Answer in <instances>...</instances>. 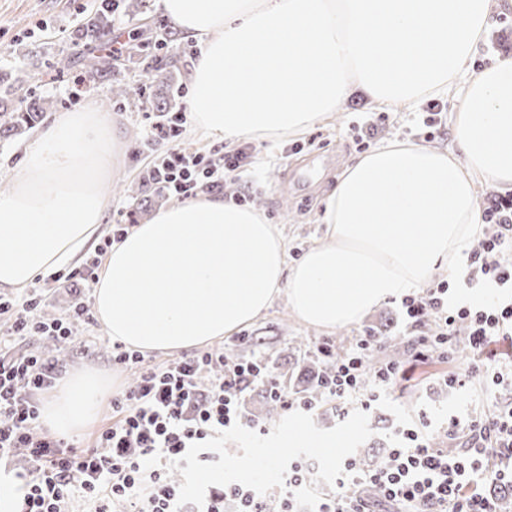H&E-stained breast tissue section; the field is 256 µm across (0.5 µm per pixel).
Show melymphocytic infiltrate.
Wrapping results in <instances>:
<instances>
[{"label": "lymphocytic infiltrate", "mask_w": 512, "mask_h": 512, "mask_svg": "<svg viewBox=\"0 0 512 512\" xmlns=\"http://www.w3.org/2000/svg\"><path fill=\"white\" fill-rule=\"evenodd\" d=\"M184 110L165 113L152 123L143 147L156 153L150 174L162 191L182 199L198 190H220L226 177L251 164L249 145L211 154L179 144ZM482 235L467 253L466 287L491 285L510 294L488 305L449 307L452 281L437 279L401 300L404 327L414 336L415 361L447 357L459 325H466L467 347L482 361L463 368L461 377L483 372L493 382L492 413L471 418L451 417L445 432L457 447L448 454L417 423L398 431L395 448L371 470L355 461L344 465L336 488L322 491L317 512H372L369 488H379L384 501L398 512H498L486 488L497 484L512 490V364L489 347L512 344V193H498L480 202ZM45 290L28 289L21 297H0V316L10 326L0 336V468L21 483V512H69L74 499L88 503L91 512H175L179 483L165 469L181 458L188 446L245 421L246 393L266 391L283 409L310 411L318 404L344 412L353 403L368 405L364 372L388 385L399 367L366 365L377 341L357 337L350 353L337 362L321 383L319 400L290 397L272 377L267 362L250 358L226 363L217 350L191 353L167 365L149 367L137 350L116 345V363L138 367L135 382L112 398V423L102 429L91 448L41 432L42 401L59 385L64 373L58 360L24 349L40 336L65 348L77 341L69 318L39 314ZM311 467L294 465L276 497L259 496L238 484L208 488L202 512H224L225 500L238 512H291L293 493L310 483Z\"/></svg>", "instance_id": "1"}]
</instances>
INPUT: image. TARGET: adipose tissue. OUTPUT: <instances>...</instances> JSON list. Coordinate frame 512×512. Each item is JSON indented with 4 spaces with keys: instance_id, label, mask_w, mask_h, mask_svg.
Masks as SVG:
<instances>
[{
    "instance_id": "obj_1",
    "label": "adipose tissue",
    "mask_w": 512,
    "mask_h": 512,
    "mask_svg": "<svg viewBox=\"0 0 512 512\" xmlns=\"http://www.w3.org/2000/svg\"><path fill=\"white\" fill-rule=\"evenodd\" d=\"M198 55L191 121L214 140L292 138L353 88L381 107L461 87L441 152L394 141L359 157L323 199L327 240L289 264L261 212L200 196L158 210L113 244L93 290L112 339L190 351L231 335L286 294L304 323L358 321L436 274L464 275L481 232L476 182L512 185V59L465 74L491 23L490 0H160ZM124 134L96 108L57 116L0 195V288L20 290L76 265L108 207L103 178ZM97 372L65 378L41 410L56 433L101 407Z\"/></svg>"
}]
</instances>
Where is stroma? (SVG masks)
<instances>
[{
	"mask_svg": "<svg viewBox=\"0 0 512 512\" xmlns=\"http://www.w3.org/2000/svg\"><path fill=\"white\" fill-rule=\"evenodd\" d=\"M100 12L98 0H0V72L13 81L28 80L33 68L28 56L37 54V66L42 72L37 92L64 99L66 111H79L83 104L71 96L72 76H57L52 62L61 52L82 58L83 47L74 45L69 33L72 28L96 19ZM179 47L178 67L171 72L170 85L161 88L159 95L186 108L190 105L188 76L196 47L185 40ZM375 109V104L364 93H352L336 112L301 134L305 147L298 153L284 152V143L280 140L252 139L250 171L241 179L227 180L223 196L246 191L248 207L261 211L267 222L276 226L288 257L304 254L310 247L325 241L327 227L320 222L322 199L358 155L351 138L352 123ZM111 114L124 128L126 151L122 166L104 186L111 206L100 227L99 235L103 238L111 236L113 225L137 226L158 209L175 203L174 198L158 195L151 186L146 187L141 197L127 194V187L140 183L154 161L153 154L141 147L149 122L141 106L115 108ZM394 114L397 121L386 130L384 140L408 139L442 151L453 149L451 136L425 138L416 112L398 108ZM77 300L92 304L91 284L72 280L52 283L42 312L46 315L66 313ZM79 328L86 340L85 347L59 353L67 371H98L106 378L111 393H119L133 381L134 375L113 365L112 338L94 319L80 323ZM368 330L383 334L392 342L400 340L403 325L398 301H387L354 324L324 330L300 321L282 296L247 325L249 342L239 343L231 335L215 340L214 345L229 355L266 356L274 376L293 394L305 387L303 372L288 367V349L293 341L301 340L312 347L326 339L348 343ZM402 366L406 380L392 394L381 395L369 413L373 435L354 454L361 468H371L380 461L396 430L411 425L420 415L430 418V429L433 435L439 436L443 433L445 418L483 414L492 409L485 395L484 379H473L463 387L444 385L443 379L451 369L446 360L434 359L415 365L407 359Z\"/></svg>",
	"mask_w": 512,
	"mask_h": 512,
	"instance_id": "stroma-1",
	"label": "stroma"
}]
</instances>
